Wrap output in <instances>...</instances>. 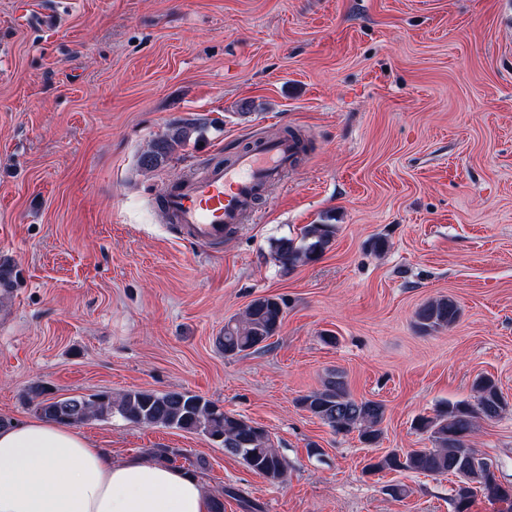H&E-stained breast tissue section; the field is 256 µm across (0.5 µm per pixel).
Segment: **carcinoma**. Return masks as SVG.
I'll return each instance as SVG.
<instances>
[{"label":"carcinoma","mask_w":512,"mask_h":512,"mask_svg":"<svg viewBox=\"0 0 512 512\" xmlns=\"http://www.w3.org/2000/svg\"><path fill=\"white\" fill-rule=\"evenodd\" d=\"M207 124L208 119L203 117L170 122L167 130L153 138L141 152L139 168L153 172L169 166L179 150ZM334 230L335 225L328 217L320 224L307 225L298 241L278 240L276 254L279 261L285 267H294L315 258L326 249ZM459 315L457 303L442 296L428 301L416 312V324L423 331L439 330L454 324ZM282 318V299L274 296L255 298L239 318L224 325V334L220 338L224 356L235 357L259 349L276 335ZM474 390L476 403L457 401L432 416H421L416 420V429L428 435L432 447L392 451L369 460L365 465L366 472L453 475L457 478L455 512H468L471 499L478 492L489 499L512 504V485L500 482L496 461L469 445L475 419H498L506 410L507 402L495 380L488 376L477 378ZM28 396L34 402V411L48 421L80 425L91 419L118 414L136 424L202 433L219 443L226 452L240 457L254 473L270 482L278 481L285 473L284 460L264 429L189 391L131 390L116 398L102 392L87 397L57 399L48 396L47 387L37 383L28 388ZM299 405L338 435L356 432L367 445H373L381 438L384 405L378 401L354 399L339 377L329 378L322 388L302 396Z\"/></svg>","instance_id":"cac0c4a2"}]
</instances>
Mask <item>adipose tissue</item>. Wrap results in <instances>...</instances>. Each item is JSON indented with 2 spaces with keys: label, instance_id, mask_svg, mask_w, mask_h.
<instances>
[{
  "label": "adipose tissue",
  "instance_id": "1",
  "mask_svg": "<svg viewBox=\"0 0 512 512\" xmlns=\"http://www.w3.org/2000/svg\"><path fill=\"white\" fill-rule=\"evenodd\" d=\"M194 477L116 461L74 427L33 419L0 428V512H211Z\"/></svg>",
  "mask_w": 512,
  "mask_h": 512
}]
</instances>
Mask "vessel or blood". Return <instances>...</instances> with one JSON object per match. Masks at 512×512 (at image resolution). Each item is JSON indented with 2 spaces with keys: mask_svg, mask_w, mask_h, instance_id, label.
Here are the masks:
<instances>
[{
  "mask_svg": "<svg viewBox=\"0 0 512 512\" xmlns=\"http://www.w3.org/2000/svg\"><path fill=\"white\" fill-rule=\"evenodd\" d=\"M299 152V144L288 137L259 140L240 151L233 164L205 168L174 184L163 206L192 243L213 248L235 225L255 219L251 202L279 181Z\"/></svg>",
  "mask_w": 512,
  "mask_h": 512,
  "instance_id": "vessel-or-blood-1",
  "label": "vessel or blood"
}]
</instances>
